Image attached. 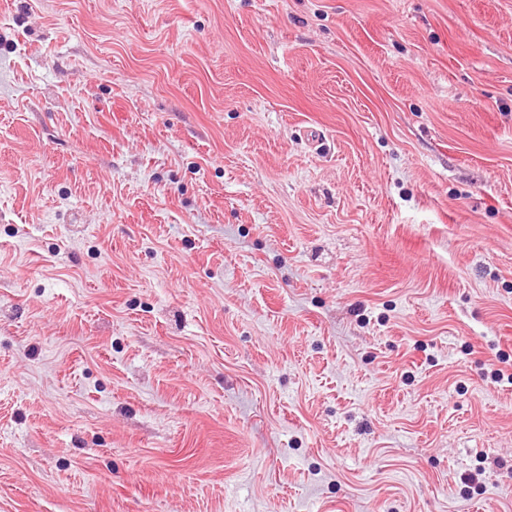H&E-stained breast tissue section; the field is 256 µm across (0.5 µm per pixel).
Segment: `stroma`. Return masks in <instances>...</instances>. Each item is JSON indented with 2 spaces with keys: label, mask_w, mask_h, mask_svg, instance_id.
I'll list each match as a JSON object with an SVG mask.
<instances>
[{
  "label": "stroma",
  "mask_w": 512,
  "mask_h": 512,
  "mask_svg": "<svg viewBox=\"0 0 512 512\" xmlns=\"http://www.w3.org/2000/svg\"><path fill=\"white\" fill-rule=\"evenodd\" d=\"M512 0H0V512H512Z\"/></svg>",
  "instance_id": "obj_1"
}]
</instances>
